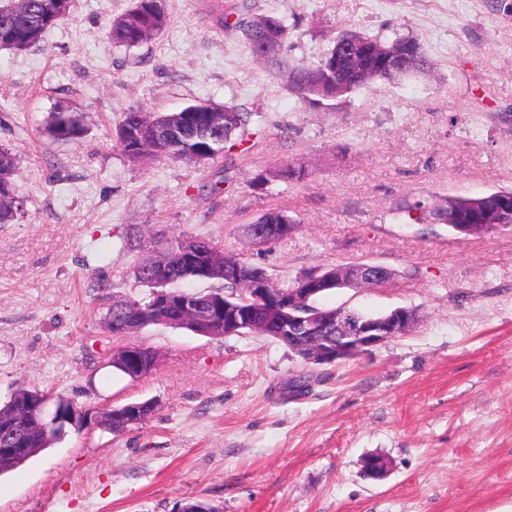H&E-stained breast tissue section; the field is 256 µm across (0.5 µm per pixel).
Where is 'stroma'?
Segmentation results:
<instances>
[{
    "mask_svg": "<svg viewBox=\"0 0 512 512\" xmlns=\"http://www.w3.org/2000/svg\"><path fill=\"white\" fill-rule=\"evenodd\" d=\"M213 0H167L156 39L113 46L131 0H73L44 42L0 51V147L15 158L21 221L0 224V402L31 385L103 410L153 400L137 427L97 428L0 475V512H512V228L474 238L403 223L405 199L512 188V13L489 0H251L290 25L296 62L336 34L416 37L429 74L359 89L336 109L300 103L226 33ZM232 102L264 112L231 191L224 162H128L122 112ZM61 107L85 135L46 131ZM311 171L262 194L257 170ZM271 208L299 231L258 255L239 227ZM206 236L261 259L285 284L325 264L371 261L382 288L339 289L327 308L415 310L411 331L320 368L259 335L206 337L149 326L132 341L159 363L133 380L107 362L103 319L135 290L152 233ZM311 387L292 396V382ZM379 455L385 478H365Z\"/></svg>",
    "mask_w": 512,
    "mask_h": 512,
    "instance_id": "1",
    "label": "stroma"
}]
</instances>
